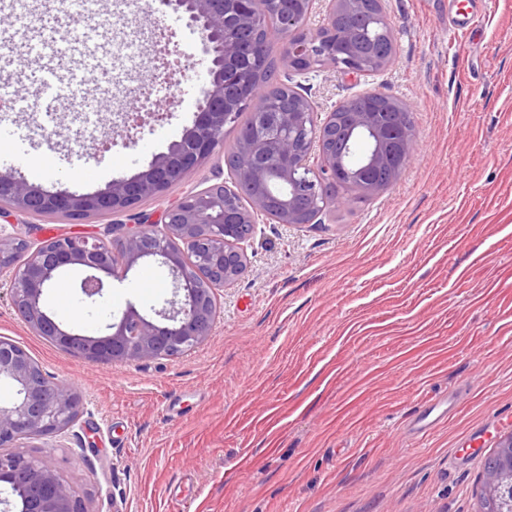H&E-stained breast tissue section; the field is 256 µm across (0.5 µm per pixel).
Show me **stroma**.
<instances>
[{
    "instance_id": "obj_1",
    "label": "stroma",
    "mask_w": 512,
    "mask_h": 512,
    "mask_svg": "<svg viewBox=\"0 0 512 512\" xmlns=\"http://www.w3.org/2000/svg\"><path fill=\"white\" fill-rule=\"evenodd\" d=\"M470 29L448 0H384L396 50L377 74L331 68L274 77L303 86L317 120L378 91L413 117L416 145L387 189L339 191L317 224L255 226L244 274L225 288L211 335L174 359L90 363L35 335L0 287V338L70 385L84 410L68 439L22 440L87 512H478L484 461L512 434V0H472ZM0 86L29 103L8 115L31 142L12 168L55 192L91 193L145 169L191 127L210 64L183 14L121 0H0ZM112 73L77 84L85 49ZM99 97L94 116L78 99ZM161 102L162 118L152 115ZM143 120L101 163L87 150L124 113ZM217 159L141 209L152 218L210 185ZM123 214L34 217L29 236L100 235ZM81 271L46 304L97 334L128 302L159 308L166 268L148 262L83 299ZM459 393L425 436L414 414ZM484 431L473 455L458 450Z\"/></svg>"
}]
</instances>
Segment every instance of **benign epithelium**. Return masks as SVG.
Instances as JSON below:
<instances>
[{
	"label": "benign epithelium",
	"mask_w": 512,
	"mask_h": 512,
	"mask_svg": "<svg viewBox=\"0 0 512 512\" xmlns=\"http://www.w3.org/2000/svg\"><path fill=\"white\" fill-rule=\"evenodd\" d=\"M312 0H159L187 15L210 56L209 82L202 90L192 127L167 152L137 174L112 181L104 190L75 194L50 192L11 172H0V218L46 213L69 219L92 214L127 213L147 198L161 196L224 146V126L241 110H252L234 155L224 159L233 171L237 192L222 181L189 191L154 222L137 220L122 236H60L31 243L0 232V278L8 276L12 306L30 330L59 350L87 362L132 363L177 358L204 342L219 309L218 291L246 270L247 243L241 227L274 210L279 224L315 223L312 211L328 204L326 192L344 176L366 193L391 186L412 156L414 131L406 113L392 122L360 104L375 98L366 92L343 104L346 130L336 142V112L321 124L311 102L295 87L265 98V86L252 74L280 56L296 72L333 68L372 74L387 65L353 44L354 31L336 30V16L358 21L367 12L383 20L385 40L394 30L381 0H328L323 30L306 31ZM151 260L166 267L173 298L151 318L133 303L120 320L96 335L65 328L44 304V295L59 276L79 267L85 299L95 303L117 264L128 272ZM14 395L0 402V485L13 499L0 502L16 512H87L68 483L39 458L10 451L23 439L57 437L69 432L83 412L78 393L51 380L22 347L0 339V385ZM499 463L481 489L488 512H512V436L500 441Z\"/></svg>",
	"instance_id": "1"
}]
</instances>
